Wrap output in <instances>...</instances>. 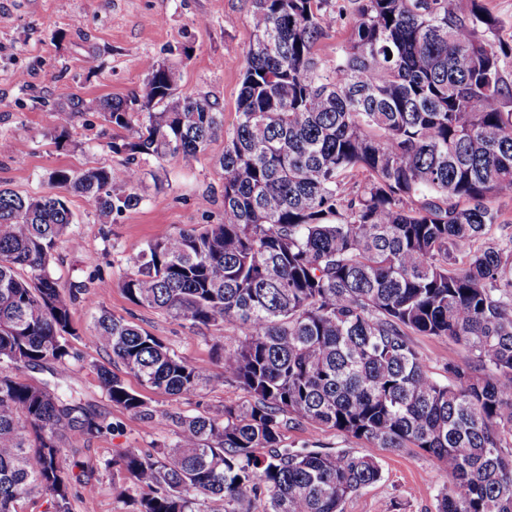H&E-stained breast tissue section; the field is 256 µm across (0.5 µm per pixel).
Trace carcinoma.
I'll return each mask as SVG.
<instances>
[{
	"label": "carcinoma",
	"instance_id": "obj_1",
	"mask_svg": "<svg viewBox=\"0 0 512 512\" xmlns=\"http://www.w3.org/2000/svg\"><path fill=\"white\" fill-rule=\"evenodd\" d=\"M349 45L332 68L316 52L328 0H254L237 121L219 165L224 222L147 243L119 281L128 299L193 326L230 322L224 381L253 397L213 416H179L178 441L114 464L140 490L135 512H343L382 478L371 456L281 447L308 422L377 448H417L443 464L437 512H512V234L493 198H512V45L483 0H351ZM140 90L100 101L120 131L119 167L56 169L103 224L137 208L141 162L197 159L224 113L173 88L150 63ZM74 214L59 193L0 189V512L37 492L73 512L81 475L58 430L112 428L90 405L1 365H57L66 378L72 310L52 271ZM101 344L142 385L192 396L203 366L109 313ZM461 347L433 379L408 336ZM109 399L147 404L108 367ZM265 448L258 456L255 449Z\"/></svg>",
	"mask_w": 512,
	"mask_h": 512
}]
</instances>
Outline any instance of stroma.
<instances>
[{"mask_svg": "<svg viewBox=\"0 0 512 512\" xmlns=\"http://www.w3.org/2000/svg\"><path fill=\"white\" fill-rule=\"evenodd\" d=\"M348 0H332L333 19L317 46L325 67H333L350 37L340 13ZM253 0H0V186L22 194L49 191L55 169L119 165L107 146L113 129L96 108L104 97L125 99L147 77V62L171 65L181 92L208 97L224 114V129L236 123L245 55L253 38ZM79 113H72L73 103ZM66 141H59V133ZM217 138L192 165L180 159L142 162V204L114 223H99L83 200L69 196L75 222L54 249L53 271L61 286L95 280L88 299L72 313L76 335L68 362L71 382L111 432L89 439L63 436L67 453L84 462L74 512H132L124 489L132 482L111 460L127 448L150 452L174 444L179 429L172 415L209 416L227 406H246L251 395L225 381L224 337L232 324L197 328L167 314L131 303L118 286L129 257L152 239L224 220V173ZM79 249H72V241ZM124 317L160 338L179 357L206 367L211 381L194 396L181 397L145 388L122 365L115 373L143 395L148 413L137 416L113 404L95 367L109 356L95 334L101 312ZM430 375L447 381L448 364L460 348L445 338L413 336ZM287 448L347 449L375 458L379 482L352 494L344 512H436L445 475L435 459L419 449L391 450L310 425L282 431Z\"/></svg>", "mask_w": 512, "mask_h": 512, "instance_id": "1", "label": "stroma"}]
</instances>
